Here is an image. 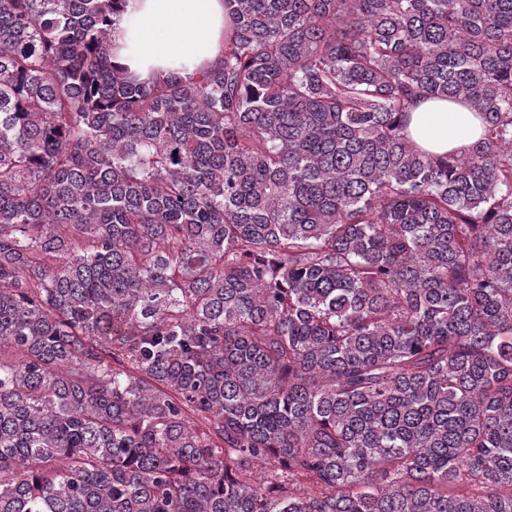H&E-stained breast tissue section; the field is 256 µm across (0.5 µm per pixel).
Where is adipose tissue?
Here are the masks:
<instances>
[{
  "label": "adipose tissue",
  "mask_w": 512,
  "mask_h": 512,
  "mask_svg": "<svg viewBox=\"0 0 512 512\" xmlns=\"http://www.w3.org/2000/svg\"><path fill=\"white\" fill-rule=\"evenodd\" d=\"M112 43L114 62L138 80L171 71L196 76L224 52V0H128ZM480 131L461 100L418 99L408 124L410 139L433 154L467 150Z\"/></svg>",
  "instance_id": "1"
}]
</instances>
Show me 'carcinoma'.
Here are the masks:
<instances>
[{"label": "carcinoma", "instance_id": "cac0c4a2", "mask_svg": "<svg viewBox=\"0 0 512 512\" xmlns=\"http://www.w3.org/2000/svg\"><path fill=\"white\" fill-rule=\"evenodd\" d=\"M125 4L0 0V512H512V0H224L149 82ZM410 139L422 150L443 154L464 151L480 137V120L462 100L420 98L410 112Z\"/></svg>", "mask_w": 512, "mask_h": 512}]
</instances>
